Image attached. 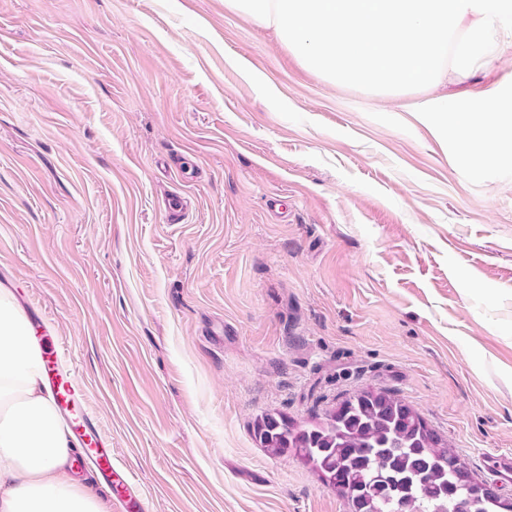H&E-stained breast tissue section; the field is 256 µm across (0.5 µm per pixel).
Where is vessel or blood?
Wrapping results in <instances>:
<instances>
[{"label": "vessel or blood", "instance_id": "vessel-or-blood-1", "mask_svg": "<svg viewBox=\"0 0 512 512\" xmlns=\"http://www.w3.org/2000/svg\"><path fill=\"white\" fill-rule=\"evenodd\" d=\"M39 341L45 346L44 370L54 389L57 409L67 418L83 456L92 459L99 476L112 485L116 493L117 512H146L143 501L131 490L128 474L113 467L112 450L97 438L90 418L80 407L71 378L61 371L53 350L48 347L49 337L40 336Z\"/></svg>", "mask_w": 512, "mask_h": 512}]
</instances>
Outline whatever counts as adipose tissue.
<instances>
[{
	"mask_svg": "<svg viewBox=\"0 0 512 512\" xmlns=\"http://www.w3.org/2000/svg\"><path fill=\"white\" fill-rule=\"evenodd\" d=\"M462 150L476 164L512 163V113L487 95L456 112ZM33 326L0 289V512H109L105 497L69 474L71 437L43 374Z\"/></svg>",
	"mask_w": 512,
	"mask_h": 512,
	"instance_id": "obj_1",
	"label": "adipose tissue"
}]
</instances>
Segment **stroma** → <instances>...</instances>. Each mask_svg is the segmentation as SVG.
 Returning <instances> with one entry per match:
<instances>
[{"label":"stroma","mask_w":512,"mask_h":512,"mask_svg":"<svg viewBox=\"0 0 512 512\" xmlns=\"http://www.w3.org/2000/svg\"><path fill=\"white\" fill-rule=\"evenodd\" d=\"M491 91L512 107L511 51L447 88ZM416 97L327 78L224 0H0V286L147 512H348L253 422L368 386L512 495L487 464L512 456V165Z\"/></svg>","instance_id":"1"}]
</instances>
